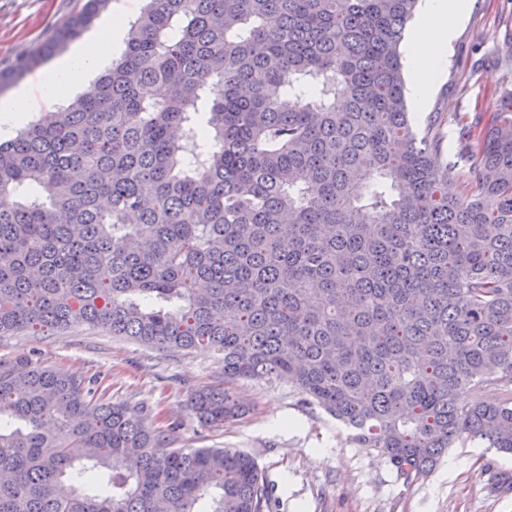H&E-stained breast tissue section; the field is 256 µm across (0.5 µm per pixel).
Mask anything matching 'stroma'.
<instances>
[{
    "instance_id": "obj_1",
    "label": "stroma",
    "mask_w": 512,
    "mask_h": 512,
    "mask_svg": "<svg viewBox=\"0 0 512 512\" xmlns=\"http://www.w3.org/2000/svg\"><path fill=\"white\" fill-rule=\"evenodd\" d=\"M81 0H0V60L33 45L61 24ZM146 0H113L66 50L46 59L11 88L29 102L30 120L50 118L62 98L47 90V74L86 47L113 14L132 19ZM512 30V0H474L437 70L424 112H440L445 147L460 150L458 118H489L501 91L512 90V63L472 70L475 53H490ZM38 359L97 381L116 404L142 410L154 426L174 425L173 447L234 448L250 454L271 489L269 512H512V455L474 445L449 449L427 477L407 484L377 451L357 447L351 432L322 408L306 405L280 376L240 380L234 392L251 406L243 418L215 430L187 407L196 390L224 384L223 364L210 350L165 352L88 325L63 333L0 336V360Z\"/></svg>"
}]
</instances>
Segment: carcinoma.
Wrapping results in <instances>:
<instances>
[{
    "mask_svg": "<svg viewBox=\"0 0 512 512\" xmlns=\"http://www.w3.org/2000/svg\"><path fill=\"white\" fill-rule=\"evenodd\" d=\"M111 3L0 63V93ZM416 5L147 0L93 92L0 142V335L212 348L202 425L286 375L407 482L468 442L512 454V90L461 126L474 186L450 194L440 113L405 98ZM171 444L84 376L0 361V512L269 509L248 454Z\"/></svg>",
    "mask_w": 512,
    "mask_h": 512,
    "instance_id": "1",
    "label": "carcinoma"
}]
</instances>
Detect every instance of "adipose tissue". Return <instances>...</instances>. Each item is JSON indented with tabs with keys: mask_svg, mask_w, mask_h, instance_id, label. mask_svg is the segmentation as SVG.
<instances>
[{
	"mask_svg": "<svg viewBox=\"0 0 512 512\" xmlns=\"http://www.w3.org/2000/svg\"><path fill=\"white\" fill-rule=\"evenodd\" d=\"M472 0H423L403 42L404 57L411 73L410 96L415 105L429 96L433 82L429 71L456 36L458 21Z\"/></svg>",
	"mask_w": 512,
	"mask_h": 512,
	"instance_id": "ef3b65f1",
	"label": "adipose tissue"
}]
</instances>
